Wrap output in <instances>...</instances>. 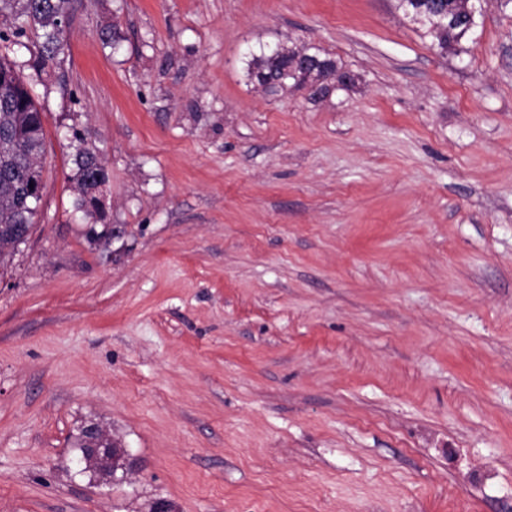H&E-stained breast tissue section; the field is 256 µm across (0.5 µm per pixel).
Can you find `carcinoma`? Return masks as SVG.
<instances>
[{
  "label": "carcinoma",
  "mask_w": 512,
  "mask_h": 512,
  "mask_svg": "<svg viewBox=\"0 0 512 512\" xmlns=\"http://www.w3.org/2000/svg\"><path fill=\"white\" fill-rule=\"evenodd\" d=\"M396 8L430 38L440 54L459 45L477 27L479 11L474 0H395ZM70 0H0V13L13 16L12 35L26 30L40 33L36 66L43 67L63 50L60 22L68 12ZM342 67L315 47L278 44L259 47L249 53L247 75L267 91L305 90L311 99H322L335 90H344L354 76L340 80ZM0 267L10 262L16 243L28 238L36 211L23 200L22 192L32 167L41 165L45 132L42 112L15 71L12 63L0 58ZM75 205L82 209L83 198L97 190L107 177L103 164L92 153H76Z\"/></svg>",
  "instance_id": "1"
}]
</instances>
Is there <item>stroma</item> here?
<instances>
[{
    "label": "stroma",
    "instance_id": "stroma-1",
    "mask_svg": "<svg viewBox=\"0 0 512 512\" xmlns=\"http://www.w3.org/2000/svg\"><path fill=\"white\" fill-rule=\"evenodd\" d=\"M477 8L445 56L394 0H73L44 68L0 41L45 129L0 512H512V7ZM288 42L354 85L257 88ZM90 423L132 469L81 472ZM76 166L75 185L76 208L82 211L83 197L93 195L102 178L107 177L103 164L93 153L77 152L74 158ZM83 212V211H82Z\"/></svg>",
    "mask_w": 512,
    "mask_h": 512
}]
</instances>
